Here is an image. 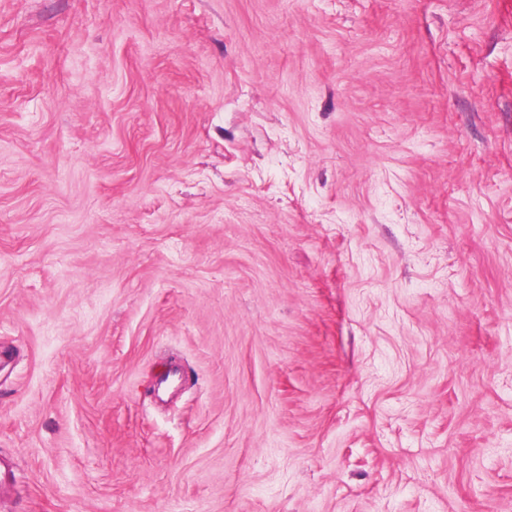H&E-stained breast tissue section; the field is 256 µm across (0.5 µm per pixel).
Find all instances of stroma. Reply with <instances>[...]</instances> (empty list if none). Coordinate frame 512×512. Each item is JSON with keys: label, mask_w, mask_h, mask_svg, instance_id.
Here are the masks:
<instances>
[{"label": "stroma", "mask_w": 512, "mask_h": 512, "mask_svg": "<svg viewBox=\"0 0 512 512\" xmlns=\"http://www.w3.org/2000/svg\"><path fill=\"white\" fill-rule=\"evenodd\" d=\"M0 349V512H512V0H0Z\"/></svg>", "instance_id": "obj_1"}]
</instances>
